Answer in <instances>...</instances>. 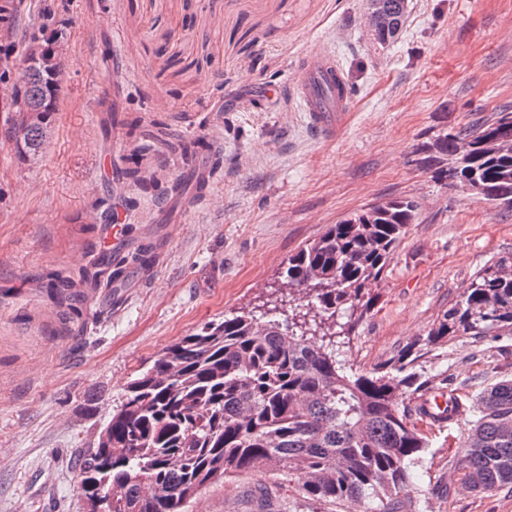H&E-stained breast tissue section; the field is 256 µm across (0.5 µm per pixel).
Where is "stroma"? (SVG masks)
<instances>
[{
	"mask_svg": "<svg viewBox=\"0 0 512 512\" xmlns=\"http://www.w3.org/2000/svg\"><path fill=\"white\" fill-rule=\"evenodd\" d=\"M51 2L41 39L66 47L67 84L43 153L0 140V512H86L75 462L95 448L127 383L207 321L260 311L283 262L329 225L408 197L407 225L339 358L372 371L423 337L474 273L512 256V210L448 188L416 148L512 106V0H408L389 46L368 36V0H27ZM333 51L354 94L334 139L307 127L289 88L295 64ZM156 135L155 179L124 185L140 134ZM204 138L224 159L208 193L155 224ZM123 212L130 248L154 272L87 290L69 307L49 292L79 279L106 237L96 217ZM468 411L416 424L428 446L410 467L404 512H512V489L463 491L461 443L478 399L512 376V334L462 336L421 361ZM327 512L286 477L256 472L205 487L190 512Z\"/></svg>",
	"mask_w": 512,
	"mask_h": 512,
	"instance_id": "35a3bbf8",
	"label": "stroma"
}]
</instances>
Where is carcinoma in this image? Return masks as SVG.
Instances as JSON below:
<instances>
[{
	"label": "carcinoma",
	"mask_w": 512,
	"mask_h": 512,
	"mask_svg": "<svg viewBox=\"0 0 512 512\" xmlns=\"http://www.w3.org/2000/svg\"><path fill=\"white\" fill-rule=\"evenodd\" d=\"M389 19L377 41L394 42L406 22V0H375ZM49 4L36 15L24 0H3L0 88L12 80L9 60L29 62L26 111L7 113L0 138L23 143L34 156L49 139L68 63L55 44L32 29L52 20ZM417 165L448 187L512 209V107L416 149ZM418 204L394 198L350 213L288 256L283 286L298 312L224 316L169 345L126 386L103 425L112 448L96 446L77 464L76 484L88 496L104 478L123 492L113 512H188L205 487L264 471L297 481L298 494L328 506L379 501V512H401L409 464L427 448L410 420L408 402L427 382L419 361L460 336L512 332V256L484 266L426 337L368 373L349 374L336 359L356 314L374 308L369 285L381 278ZM137 250L83 276L108 282L146 261ZM77 283L59 282L57 298L72 302ZM451 422L469 411L442 381ZM460 480L469 491L512 487V379L480 397V417L463 442Z\"/></svg>",
	"instance_id": "obj_1"
}]
</instances>
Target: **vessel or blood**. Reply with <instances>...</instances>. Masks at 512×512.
<instances>
[{"label": "vessel or blood", "mask_w": 512, "mask_h": 512, "mask_svg": "<svg viewBox=\"0 0 512 512\" xmlns=\"http://www.w3.org/2000/svg\"><path fill=\"white\" fill-rule=\"evenodd\" d=\"M295 92L311 128L322 137L335 133L338 116L353 103L349 82L330 51L300 61Z\"/></svg>", "instance_id": "1"}]
</instances>
